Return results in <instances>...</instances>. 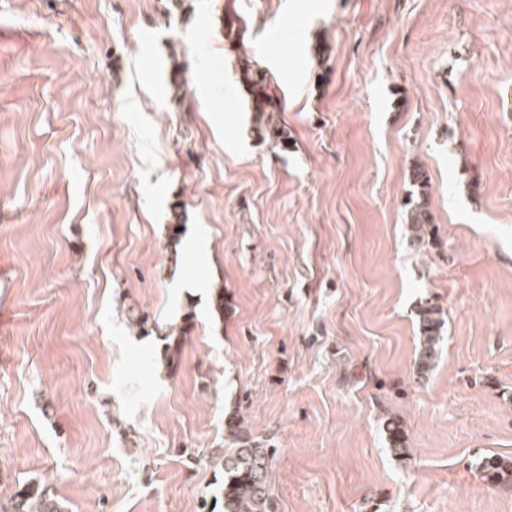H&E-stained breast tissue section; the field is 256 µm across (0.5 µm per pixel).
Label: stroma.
Returning <instances> with one entry per match:
<instances>
[{"instance_id": "obj_1", "label": "stroma", "mask_w": 512, "mask_h": 512, "mask_svg": "<svg viewBox=\"0 0 512 512\" xmlns=\"http://www.w3.org/2000/svg\"><path fill=\"white\" fill-rule=\"evenodd\" d=\"M228 411L278 512H512V0H0V505L201 512ZM250 69L244 68L242 70V79L250 84L254 100L253 112L257 114V124L260 132L266 133L277 147H288V138L282 129L273 127L269 121L262 122V117L268 112L267 95L265 92V85L259 81L254 80L250 76ZM410 182L415 188V192H412L415 198L408 200L405 222L409 226L411 243L421 247L426 243L427 227L432 222L427 203L429 183L426 170L420 165L415 166L410 174ZM445 312L433 300H425L417 310L420 348L416 359V375L425 379L438 357ZM389 452L397 459H402L406 449V435L399 420L387 418L383 422ZM476 467L489 483L512 487V458L508 456H485ZM9 512H60L57 501L46 497L35 484H23L11 501Z\"/></svg>"}]
</instances>
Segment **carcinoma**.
I'll use <instances>...</instances> for the list:
<instances>
[{"label":"carcinoma","instance_id":"cac0c4a2","mask_svg":"<svg viewBox=\"0 0 512 512\" xmlns=\"http://www.w3.org/2000/svg\"><path fill=\"white\" fill-rule=\"evenodd\" d=\"M242 79L250 84L260 132L265 133L277 147L288 146V138L281 129L262 121L268 112L265 85L250 76V69L242 70ZM410 182L415 196L408 200L405 222L409 226L411 243L425 245L427 227L431 224L428 211V176L417 165L412 169ZM445 312L433 300L422 302L417 310L420 348L416 359V375L423 379L434 367L438 357ZM389 452L397 459L404 457L406 435L399 420L388 418L383 422ZM273 451L264 443L252 439L238 414L224 415V448L211 453L210 462L220 479L216 480V494L223 502V512H276L271 496L268 475ZM476 467L489 483L512 487V458L485 456ZM9 512H60L57 501L45 496L36 485L26 483L15 493Z\"/></svg>","mask_w":512,"mask_h":512}]
</instances>
